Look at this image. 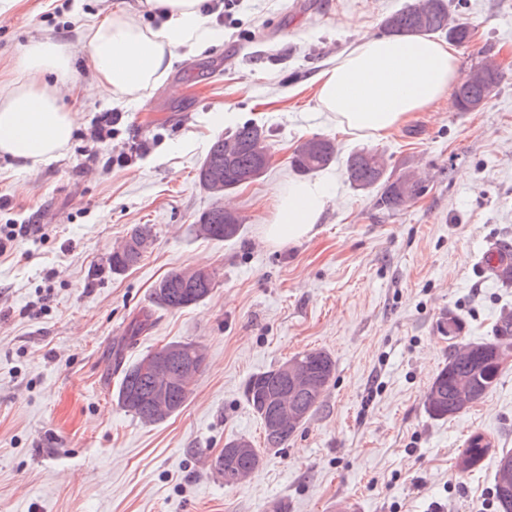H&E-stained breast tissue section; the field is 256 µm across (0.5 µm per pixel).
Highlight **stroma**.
<instances>
[{"label":"stroma","mask_w":512,"mask_h":512,"mask_svg":"<svg viewBox=\"0 0 512 512\" xmlns=\"http://www.w3.org/2000/svg\"><path fill=\"white\" fill-rule=\"evenodd\" d=\"M407 0H242L209 15L224 43L178 56L167 79L138 100L65 97L79 126L62 156L31 172L0 156V225L36 224L0 257V512H496L495 456L462 473L471 435L512 449V364L464 414L436 420L424 395L457 342L493 338L512 286L483 263L512 242V0H453L475 39L456 49L460 72L491 48L505 78L475 112L442 98L387 136L353 137L317 104L315 75ZM117 8L160 23L139 0H13L0 12V81L20 78L25 47L51 35L90 81L88 25ZM124 112L112 167L87 135L106 111ZM253 122L268 132L272 163L260 180L224 196L241 235L229 242L194 232L214 199L196 179L211 141ZM333 140L326 174L335 195L315 234L274 248L261 242L277 192L294 179L303 139ZM150 149L138 154L141 138ZM385 150L393 168L417 167L426 186L397 211L353 189L343 159ZM153 244L139 264L113 273L109 257L133 225ZM206 267L215 286L200 305L155 309V283ZM150 315L136 343L129 323ZM460 322L447 334L445 319ZM195 341L205 365L179 412L146 425L117 407L116 361L158 345ZM332 355L336 373L321 407L286 447L267 448L249 481L224 482L213 461L226 441L262 442L244 387L295 353Z\"/></svg>","instance_id":"1"}]
</instances>
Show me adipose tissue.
Masks as SVG:
<instances>
[{
  "instance_id": "1",
  "label": "adipose tissue",
  "mask_w": 512,
  "mask_h": 512,
  "mask_svg": "<svg viewBox=\"0 0 512 512\" xmlns=\"http://www.w3.org/2000/svg\"><path fill=\"white\" fill-rule=\"evenodd\" d=\"M145 6L163 14L160 26L115 11L87 30L84 49L94 77L84 84L69 52L51 36L29 44L19 61L22 80L0 83V155L38 170L62 155L77 128L76 110L62 102L65 91L85 100L105 91L138 99L167 77L177 50L224 40L223 29L201 16L200 0H146ZM458 76L449 44L417 35L363 38L317 75V102L338 131L380 137L445 96ZM332 197L329 179L289 182L261 227L263 239L281 247L313 236Z\"/></svg>"
}]
</instances>
